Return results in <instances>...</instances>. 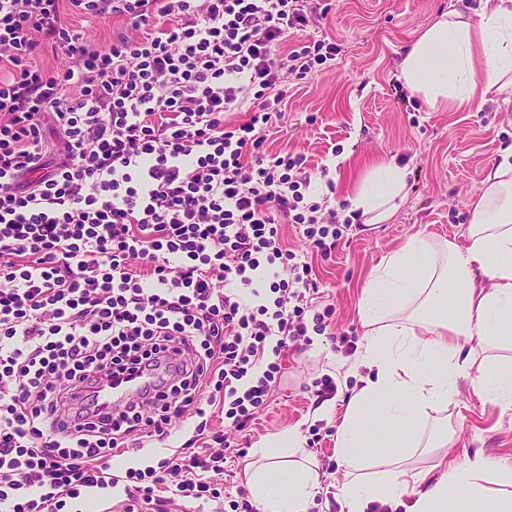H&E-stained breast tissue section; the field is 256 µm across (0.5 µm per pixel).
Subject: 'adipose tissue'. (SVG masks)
<instances>
[{
	"label": "adipose tissue",
	"mask_w": 512,
	"mask_h": 512,
	"mask_svg": "<svg viewBox=\"0 0 512 512\" xmlns=\"http://www.w3.org/2000/svg\"><path fill=\"white\" fill-rule=\"evenodd\" d=\"M411 96L433 111L462 110L476 97L512 87V0H481L437 15L399 63ZM408 171L395 160L372 167L347 195L364 223L393 219ZM466 247L413 234L372 268L360 322L366 368L336 431L348 479L347 512L383 501L404 512H512V464L477 452L433 474L399 466L390 454L444 448L446 419L396 442L395 431L455 401L460 381L486 401L512 406V147L468 206ZM291 429L256 444L245 470L260 512H308L320 488L315 463L294 462Z\"/></svg>",
	"instance_id": "obj_1"
}]
</instances>
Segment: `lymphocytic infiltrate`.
<instances>
[{"instance_id":"obj_1","label":"lymphocytic infiltrate","mask_w":512,"mask_h":512,"mask_svg":"<svg viewBox=\"0 0 512 512\" xmlns=\"http://www.w3.org/2000/svg\"><path fill=\"white\" fill-rule=\"evenodd\" d=\"M70 2L147 34L98 52L60 0H0V512H63L118 486L142 512H173L221 496L234 448L206 433L207 408L245 431L285 351L333 314L279 222L325 256L352 222L325 208L326 170L262 148L284 74L305 79L342 47L278 59L318 21L314 0ZM48 46L66 68L42 69ZM172 353L181 366H165ZM146 371L162 383L127 410L96 405L98 387ZM193 417L157 465L112 474L114 449Z\"/></svg>"}]
</instances>
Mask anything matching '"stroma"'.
Segmentation results:
<instances>
[{
  "label": "stroma",
  "mask_w": 512,
  "mask_h": 512,
  "mask_svg": "<svg viewBox=\"0 0 512 512\" xmlns=\"http://www.w3.org/2000/svg\"><path fill=\"white\" fill-rule=\"evenodd\" d=\"M328 2L326 17L291 32L288 43L335 41L343 51L306 79H287L288 103L269 127L265 148L271 155L300 154L309 167L327 168L336 186L330 198L334 207L345 202L351 185L369 168L391 158L408 168V194L389 223L350 231L327 257L316 253L295 225H283V244L313 268L318 307L332 306L334 314L325 330L309 331L302 351L285 358L282 380L251 426L229 433V440L246 454L225 463L219 479L221 499L188 502L189 512H215L240 499L249 451L293 428L301 434L305 456L317 462L321 474V490L308 512H341L338 485L345 473L337 460L336 430L356 384L348 369L356 355L351 342L363 333L359 301L367 275L385 254L418 232L464 243L466 207L480 195L502 148L512 144V98L492 92L465 111L432 112L411 99L398 79L402 53L419 28L453 0ZM61 10L68 24L97 50L131 31L125 19L92 17L74 10L69 0H63ZM326 376L337 386L331 397L320 396L316 386ZM447 416L454 432L448 447L416 450L403 457L404 465L425 470L439 459L455 464L477 451L512 460V409L504 411L479 399L464 382ZM187 436L181 423H173L166 441L119 449L112 466L156 464Z\"/></svg>",
  "instance_id": "obj_1"
}]
</instances>
